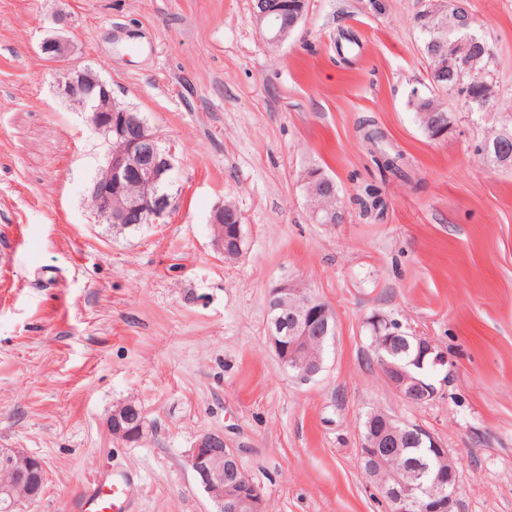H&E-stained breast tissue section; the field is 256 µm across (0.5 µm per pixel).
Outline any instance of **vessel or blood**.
I'll use <instances>...</instances> for the list:
<instances>
[{
	"label": "vessel or blood",
	"instance_id": "obj_1",
	"mask_svg": "<svg viewBox=\"0 0 512 512\" xmlns=\"http://www.w3.org/2000/svg\"><path fill=\"white\" fill-rule=\"evenodd\" d=\"M137 497L133 479L112 472H99L79 492L64 500L66 512H129Z\"/></svg>",
	"mask_w": 512,
	"mask_h": 512
}]
</instances>
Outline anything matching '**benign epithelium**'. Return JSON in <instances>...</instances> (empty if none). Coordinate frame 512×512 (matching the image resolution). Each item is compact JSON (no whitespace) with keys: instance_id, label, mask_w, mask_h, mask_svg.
Returning <instances> with one entry per match:
<instances>
[{"instance_id":"7a95c632","label":"benign epithelium","mask_w":512,"mask_h":512,"mask_svg":"<svg viewBox=\"0 0 512 512\" xmlns=\"http://www.w3.org/2000/svg\"><path fill=\"white\" fill-rule=\"evenodd\" d=\"M421 14L440 21L441 28H453L458 34L454 43L456 65L448 67V58L441 59L433 74L436 85L448 88V94L457 97L468 89V84L483 77V71L474 67L472 50L481 45L474 33L476 18L461 0H422ZM279 8L274 0H252V17L257 27L267 34L271 44L285 41L301 23L305 7L291 15L288 24L272 27V16ZM41 52L62 70L57 89L60 96L78 101L82 109L91 110L89 123L93 132L102 130L112 135L107 155L106 174L94 180L88 201L94 213L107 224H150L165 216L173 207L170 194L159 187L171 181L174 156L164 150L160 140L139 113L116 112L108 106L111 92L107 85H92L87 81L86 68L69 59L68 42L61 37H50L40 45ZM306 195L317 223L340 224L343 214L337 208L323 204L325 199H336L334 183L319 173L309 171L302 177ZM132 185L138 194L130 203L116 206L113 200ZM241 224L234 226L233 237L216 234L213 244L233 260L242 252ZM269 299L274 317L268 328L269 339L278 361L293 377L309 382L323 370V362L307 354L315 336L332 338L336 333L333 309L318 296L297 287L294 280H284L274 286ZM372 347L376 348L377 364L387 384L404 400L429 404L438 395L431 374L444 367L448 359L429 338L401 331L382 315L374 317ZM415 349L409 360L399 357L403 349ZM113 437L126 442H138L151 427L144 414L132 402L117 405L107 419ZM410 434L419 438L438 461L439 469L429 487H424L418 473L401 479L392 474L388 460L397 457L400 441ZM360 460L371 475V482L387 502L389 512H463L460 499L459 470L442 442L429 430L398 421L377 411L363 426ZM188 467L198 484L215 503L218 512H265L264 492L249 479L239 462V450L230 446L224 435L203 432L198 435L186 455ZM0 468L15 473L32 486L30 498L22 502L6 488L0 489V512H23L42 492L45 470L42 461L15 448H0Z\"/></svg>"}]
</instances>
